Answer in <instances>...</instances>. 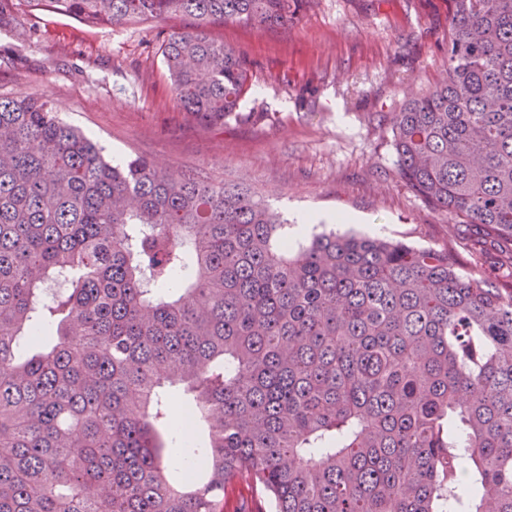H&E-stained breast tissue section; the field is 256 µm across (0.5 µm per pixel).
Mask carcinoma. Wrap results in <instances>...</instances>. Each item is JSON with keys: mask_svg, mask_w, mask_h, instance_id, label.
Masks as SVG:
<instances>
[{"mask_svg": "<svg viewBox=\"0 0 512 512\" xmlns=\"http://www.w3.org/2000/svg\"><path fill=\"white\" fill-rule=\"evenodd\" d=\"M47 2L194 18L164 63L214 126L248 68L210 26L287 30L307 0ZM449 2L446 78L392 116L397 172L512 261V0ZM174 387L208 428L179 482ZM239 473L271 512H512V287L447 249L302 240L247 186L115 165L0 97V512H224Z\"/></svg>", "mask_w": 512, "mask_h": 512, "instance_id": "obj_1", "label": "carcinoma"}]
</instances>
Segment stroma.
<instances>
[{
	"instance_id": "obj_1",
	"label": "stroma",
	"mask_w": 512,
	"mask_h": 512,
	"mask_svg": "<svg viewBox=\"0 0 512 512\" xmlns=\"http://www.w3.org/2000/svg\"><path fill=\"white\" fill-rule=\"evenodd\" d=\"M448 0H310L289 29L216 25L248 62L243 117L221 126L182 111L163 44L190 26H89L20 0L0 29V97L27 93L91 135L105 156L147 157L179 177L241 182L306 235L333 230L448 248L465 275L501 277L496 252L475 257L471 234L400 179L394 112L447 68Z\"/></svg>"
}]
</instances>
